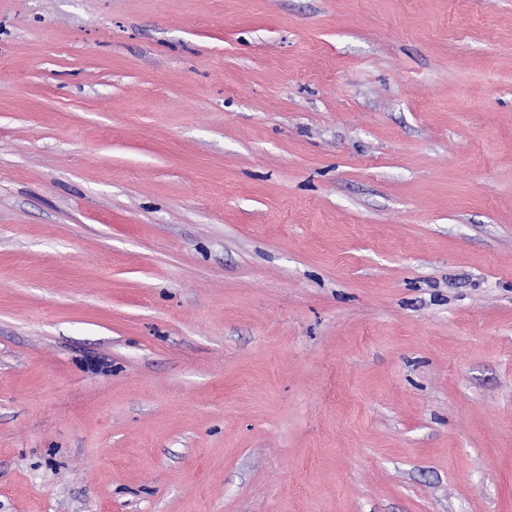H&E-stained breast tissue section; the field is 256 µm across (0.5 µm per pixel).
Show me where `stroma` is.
I'll return each instance as SVG.
<instances>
[{
	"label": "stroma",
	"mask_w": 512,
	"mask_h": 512,
	"mask_svg": "<svg viewBox=\"0 0 512 512\" xmlns=\"http://www.w3.org/2000/svg\"><path fill=\"white\" fill-rule=\"evenodd\" d=\"M0 512H512V0H0Z\"/></svg>",
	"instance_id": "stroma-1"
}]
</instances>
